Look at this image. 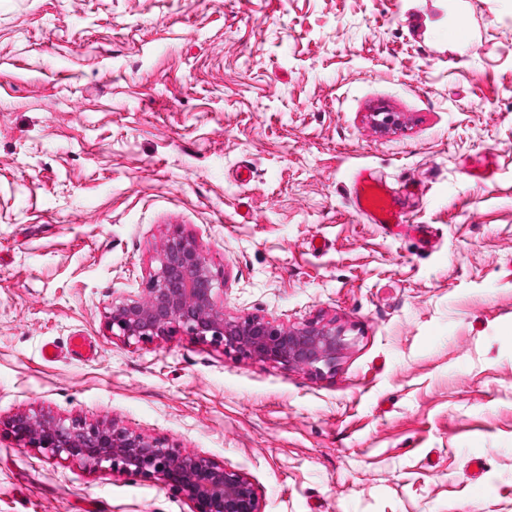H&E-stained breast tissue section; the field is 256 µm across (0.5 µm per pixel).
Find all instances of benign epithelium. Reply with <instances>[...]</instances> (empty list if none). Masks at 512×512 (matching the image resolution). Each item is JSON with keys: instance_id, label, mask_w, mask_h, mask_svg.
<instances>
[{"instance_id": "benign-epithelium-1", "label": "benign epithelium", "mask_w": 512, "mask_h": 512, "mask_svg": "<svg viewBox=\"0 0 512 512\" xmlns=\"http://www.w3.org/2000/svg\"><path fill=\"white\" fill-rule=\"evenodd\" d=\"M157 262L145 295L115 297L106 311L108 330L126 343L183 332L242 358L317 374L335 369L349 345L333 321L288 327L257 316L227 317L220 302L224 278L212 271L196 241L178 229L165 236ZM10 427L18 441L50 457L119 474L157 475L185 496L192 512H263L254 484L242 473L116 423L67 424L20 413Z\"/></svg>"}]
</instances>
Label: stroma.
<instances>
[{"label": "stroma", "instance_id": "1", "mask_svg": "<svg viewBox=\"0 0 512 512\" xmlns=\"http://www.w3.org/2000/svg\"><path fill=\"white\" fill-rule=\"evenodd\" d=\"M364 167L427 236L355 212ZM175 229L227 316L342 327L335 370L112 337ZM20 413L208 457L263 512H512V0H0V512H191Z\"/></svg>", "mask_w": 512, "mask_h": 512}]
</instances>
